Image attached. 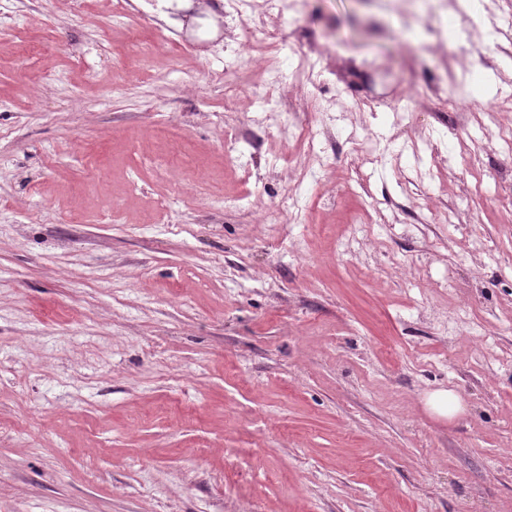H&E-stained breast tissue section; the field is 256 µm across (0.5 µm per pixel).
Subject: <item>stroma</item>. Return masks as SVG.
<instances>
[{
  "mask_svg": "<svg viewBox=\"0 0 512 512\" xmlns=\"http://www.w3.org/2000/svg\"><path fill=\"white\" fill-rule=\"evenodd\" d=\"M113 2L0 0V512H512V0ZM288 129L293 139L305 148L308 156L312 161V166H316L319 169L324 168L328 165V159L321 154L320 151L315 148V140L318 131L314 129V125L311 122H296L288 125H284L283 130Z\"/></svg>",
  "mask_w": 512,
  "mask_h": 512,
  "instance_id": "obj_1",
  "label": "stroma"
}]
</instances>
